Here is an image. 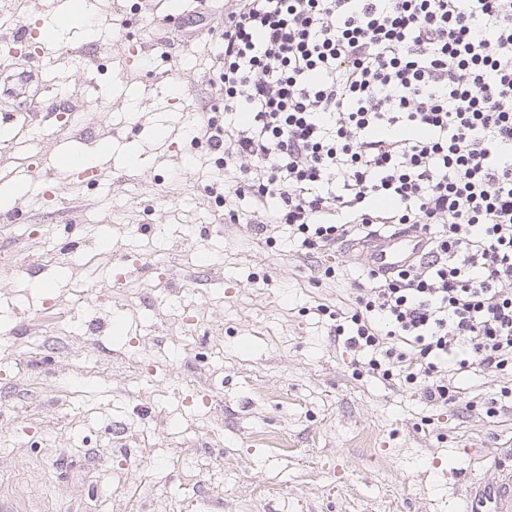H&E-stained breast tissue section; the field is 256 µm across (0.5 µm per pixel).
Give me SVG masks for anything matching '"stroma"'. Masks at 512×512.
I'll use <instances>...</instances> for the list:
<instances>
[{
  "instance_id": "35a3bbf8",
  "label": "stroma",
  "mask_w": 512,
  "mask_h": 512,
  "mask_svg": "<svg viewBox=\"0 0 512 512\" xmlns=\"http://www.w3.org/2000/svg\"><path fill=\"white\" fill-rule=\"evenodd\" d=\"M195 8L87 0L94 36L61 30L48 63L30 62L64 79L112 150L70 207L37 171L93 144L57 124L0 145V182L26 187L0 219V499L21 512H462L466 486L494 475L472 449L512 468V373L458 375L463 402L425 407L334 337L327 312L350 307L359 261L306 255L282 226L225 223L237 199L211 194L216 156L184 132L224 97L208 83L224 0L208 4L209 50L166 39V15ZM129 40L148 64L126 66Z\"/></svg>"
}]
</instances>
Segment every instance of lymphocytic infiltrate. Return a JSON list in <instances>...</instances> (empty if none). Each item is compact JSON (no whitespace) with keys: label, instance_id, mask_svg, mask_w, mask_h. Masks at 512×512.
<instances>
[{"label":"lymphocytic infiltrate","instance_id":"1","mask_svg":"<svg viewBox=\"0 0 512 512\" xmlns=\"http://www.w3.org/2000/svg\"><path fill=\"white\" fill-rule=\"evenodd\" d=\"M224 117L187 132L229 224L292 231L307 254L414 233L424 257L363 268L336 337L422 402L444 372L512 367V0H229Z\"/></svg>","mask_w":512,"mask_h":512}]
</instances>
